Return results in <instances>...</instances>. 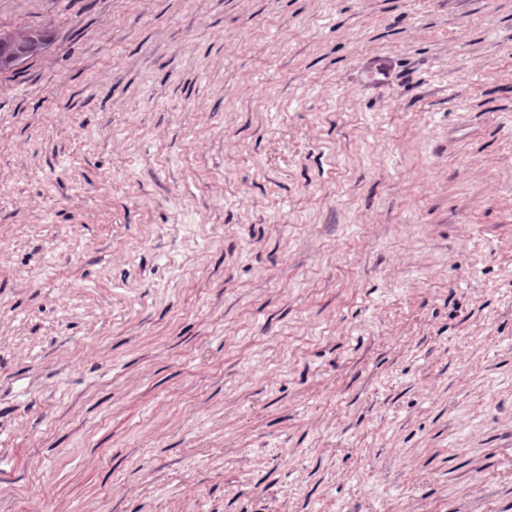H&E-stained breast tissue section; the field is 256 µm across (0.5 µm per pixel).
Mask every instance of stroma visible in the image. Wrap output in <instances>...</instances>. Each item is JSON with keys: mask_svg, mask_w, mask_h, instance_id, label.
<instances>
[{"mask_svg": "<svg viewBox=\"0 0 512 512\" xmlns=\"http://www.w3.org/2000/svg\"><path fill=\"white\" fill-rule=\"evenodd\" d=\"M0 512H512V0H0ZM52 41L46 29L25 27L0 33V71H10L43 53Z\"/></svg>", "mask_w": 512, "mask_h": 512, "instance_id": "stroma-1", "label": "stroma"}]
</instances>
